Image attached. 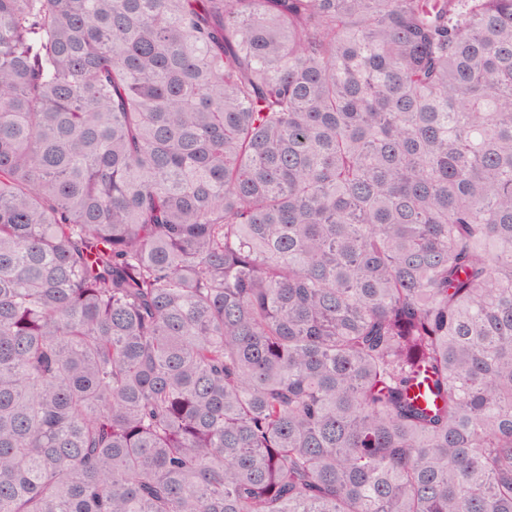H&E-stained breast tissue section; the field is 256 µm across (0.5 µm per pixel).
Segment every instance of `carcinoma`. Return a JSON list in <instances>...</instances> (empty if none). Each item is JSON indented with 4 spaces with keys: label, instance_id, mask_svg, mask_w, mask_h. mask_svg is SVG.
Returning a JSON list of instances; mask_svg holds the SVG:
<instances>
[{
    "label": "carcinoma",
    "instance_id": "1",
    "mask_svg": "<svg viewBox=\"0 0 512 512\" xmlns=\"http://www.w3.org/2000/svg\"><path fill=\"white\" fill-rule=\"evenodd\" d=\"M0 512H512V0H0Z\"/></svg>",
    "mask_w": 512,
    "mask_h": 512
}]
</instances>
